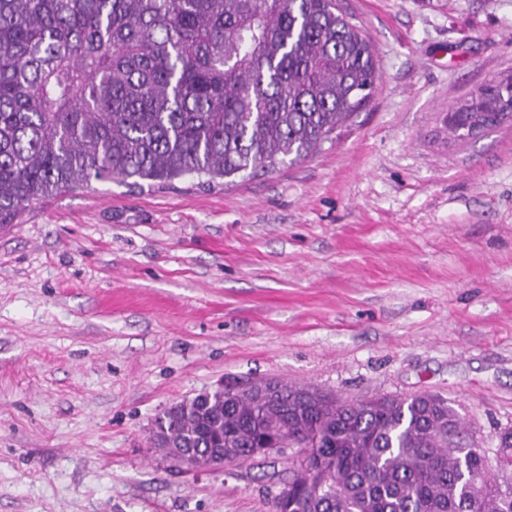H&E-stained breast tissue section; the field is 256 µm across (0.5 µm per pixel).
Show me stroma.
<instances>
[{
	"label": "stroma",
	"instance_id": "stroma-1",
	"mask_svg": "<svg viewBox=\"0 0 512 512\" xmlns=\"http://www.w3.org/2000/svg\"><path fill=\"white\" fill-rule=\"evenodd\" d=\"M379 82L250 178L93 183L0 231V512H273L284 456L185 471L156 416L220 382L428 392L512 428V121L445 119L512 76V0H343Z\"/></svg>",
	"mask_w": 512,
	"mask_h": 512
}]
</instances>
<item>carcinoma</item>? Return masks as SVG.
I'll list each match as a JSON object with an SVG mask.
<instances>
[{
  "mask_svg": "<svg viewBox=\"0 0 512 512\" xmlns=\"http://www.w3.org/2000/svg\"><path fill=\"white\" fill-rule=\"evenodd\" d=\"M378 79L339 0H0V229L93 182H209L305 158ZM511 85L452 113L454 137L512 118ZM281 427L305 444L284 484L302 512H512V472L464 443L437 395L350 403L266 380L176 404L152 444L214 448L219 432L234 459Z\"/></svg>",
  "mask_w": 512,
  "mask_h": 512,
  "instance_id": "carcinoma-1",
  "label": "carcinoma"
}]
</instances>
